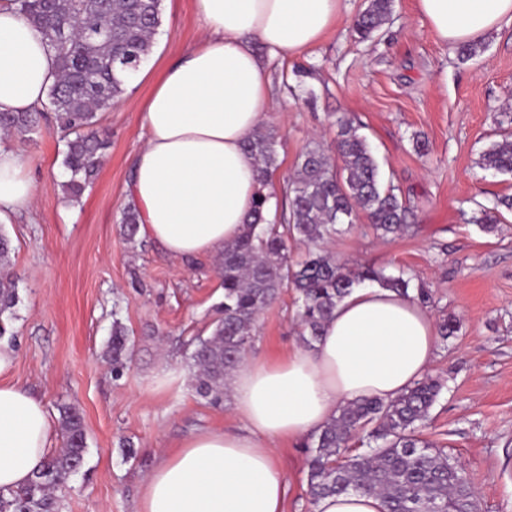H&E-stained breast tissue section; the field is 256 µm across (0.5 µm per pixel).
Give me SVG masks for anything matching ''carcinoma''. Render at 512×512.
<instances>
[{
    "label": "carcinoma",
    "mask_w": 512,
    "mask_h": 512,
    "mask_svg": "<svg viewBox=\"0 0 512 512\" xmlns=\"http://www.w3.org/2000/svg\"><path fill=\"white\" fill-rule=\"evenodd\" d=\"M17 10L43 34L57 61V79L46 101L32 112H0V133L24 136L38 128L43 112L66 139L62 188L79 201L101 167L107 139L96 129L97 117L127 92L126 78L150 55L162 24L161 0H13ZM393 0H368L354 31L371 39L392 17ZM276 136L255 132L245 148L256 159V178L273 185L277 169ZM335 153L341 164L317 143L308 144L295 174L288 178V209L269 219L270 191L260 195L243 233L224 245L216 271L224 288L210 335L186 343V364L195 394L213 405L224 402L226 379L246 355L260 314L280 294H296L300 336L310 346L321 336L336 305L353 288L370 284L409 295L410 281L371 264L348 267L321 250V245L359 218L385 237L408 229V209L396 188L384 184L380 164L360 125L339 121ZM480 166L512 173V137L483 152ZM512 211L504 196L481 208L475 222L496 229L501 209ZM139 214L130 205L122 213L126 239L133 243ZM306 246L293 259L290 243ZM11 240L0 232V339L13 335L18 303L17 279L11 272ZM127 327L112 313V336L105 358L119 379L132 362ZM442 383L427 375L390 403L365 398L349 403L313 439L308 461L312 503L349 492L377 494L385 512H477L466 471L421 437ZM63 444L49 452L42 468L18 490H0V512H59L55 495L83 465L87 452L83 418L76 407L59 408Z\"/></svg>",
    "instance_id": "obj_1"
}]
</instances>
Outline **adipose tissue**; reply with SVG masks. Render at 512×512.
Instances as JSON below:
<instances>
[{"label": "adipose tissue", "instance_id": "adipose-tissue-1", "mask_svg": "<svg viewBox=\"0 0 512 512\" xmlns=\"http://www.w3.org/2000/svg\"><path fill=\"white\" fill-rule=\"evenodd\" d=\"M340 0H197L203 36L165 71L142 112L144 143L127 195L140 233L173 257L220 253L242 232L263 189L245 141L272 119L270 56L303 54L334 24ZM444 43L512 24V0H418ZM57 63L42 33L0 0V112L39 107ZM24 159L0 144V220L30 209ZM437 329L416 300L377 286L354 289L314 346L264 361L244 357L229 381L243 431L202 430L158 461L139 512H283L287 489L274 448L320 431L341 407L398 398L427 374ZM16 355L0 344V489L28 484L50 451L44 402L11 382Z\"/></svg>", "mask_w": 512, "mask_h": 512}]
</instances>
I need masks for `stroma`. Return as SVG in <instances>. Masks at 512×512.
I'll return each instance as SVG.
<instances>
[{
  "instance_id": "35a3bbf8",
  "label": "stroma",
  "mask_w": 512,
  "mask_h": 512,
  "mask_svg": "<svg viewBox=\"0 0 512 512\" xmlns=\"http://www.w3.org/2000/svg\"><path fill=\"white\" fill-rule=\"evenodd\" d=\"M364 7L341 0L337 22L301 56L258 52L277 107L274 188L286 185L309 142L333 149L338 117L360 125L384 179L410 208L411 229L382 238L362 220L324 249L343 263L405 274L432 294L434 320L456 317L457 333L433 355L430 373L443 390L422 436L463 465L481 512H512V214L492 233L470 221L478 205L512 195V174L478 165L512 126V25L485 34L483 53L463 64L417 0H395L391 22L361 42L353 24ZM200 36L196 0H163L143 78L98 115L110 146L80 203L61 189L65 143L56 128L10 141L35 185L33 212L0 223L18 277L11 379L41 397L51 417L60 404L77 406L86 432L84 464L58 491L61 512H138L147 474L192 430L243 428L232 397L207 404L185 366L186 341L209 334L223 300L214 256L176 259L145 237L128 242L121 225L141 105ZM116 314L134 340L132 363L117 380L104 357ZM301 343L288 290L262 313L248 354L275 361ZM125 440L135 450L129 458ZM276 455L289 482L283 512H314L306 439L281 440Z\"/></svg>"
}]
</instances>
